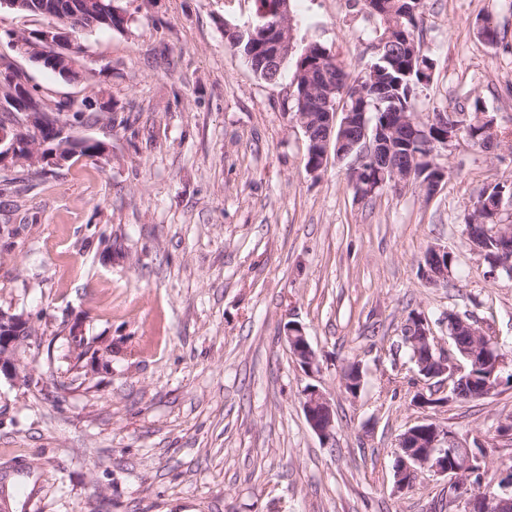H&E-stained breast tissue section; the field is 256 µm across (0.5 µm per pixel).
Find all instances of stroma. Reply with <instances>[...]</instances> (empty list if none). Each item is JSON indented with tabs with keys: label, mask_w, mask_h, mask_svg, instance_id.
Wrapping results in <instances>:
<instances>
[{
	"label": "stroma",
	"mask_w": 512,
	"mask_h": 512,
	"mask_svg": "<svg viewBox=\"0 0 512 512\" xmlns=\"http://www.w3.org/2000/svg\"><path fill=\"white\" fill-rule=\"evenodd\" d=\"M126 32L74 33L85 69L68 81L16 63L46 97L112 99L113 121L76 125L106 158L31 169L0 195V306L39 324L20 369L43 392L0 381V512H441L443 476L394 487L399 436L427 418L457 445L481 444L482 481L512 466V385L456 398L424 385L396 346L410 312L446 352L449 312L470 315L512 355V278L490 276L463 218L479 193L512 183V156L459 139L438 156L433 195L355 194L350 160L306 171L291 74L257 77L224 39L255 0H115ZM496 9L507 43L478 35ZM423 45L437 63L419 109L468 115L481 99L512 133V0H425ZM296 47L318 42L354 77L377 22L350 0H291ZM448 249L447 283L420 272ZM301 324L308 374L283 339ZM96 353L75 360L70 330ZM363 385L342 387L350 364ZM336 408V439L308 426L303 390Z\"/></svg>",
	"instance_id": "1"
}]
</instances>
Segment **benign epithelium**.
Wrapping results in <instances>:
<instances>
[{"instance_id": "obj_1", "label": "benign epithelium", "mask_w": 512, "mask_h": 512, "mask_svg": "<svg viewBox=\"0 0 512 512\" xmlns=\"http://www.w3.org/2000/svg\"><path fill=\"white\" fill-rule=\"evenodd\" d=\"M90 6L89 0H67L63 7L43 11V15L55 19L63 12L67 13L64 25L54 22L46 26L24 32L12 39L13 48L18 54L60 72L66 79L82 76V65L78 61L79 51L61 27L80 29L74 22L79 11ZM267 29L266 40L260 44L259 51L265 62L270 65L295 52L294 37L291 28L289 0H269L267 7L259 12ZM0 111L16 114V122L0 127V167L29 166L40 168L42 165L58 166L71 159L67 151V142L73 140L70 124L53 115L57 111L54 103L46 99H37L31 95V85L15 61L0 53ZM332 87L327 81L325 71L308 69V84L304 93L322 113L320 134H313L314 127L304 113L295 115L296 122L308 137V149L324 160L329 148H334L339 156L349 154L352 144L365 143V155L361 156L356 173L363 171L362 164L380 167L388 172L391 180L404 182L409 174L390 159L382 136H369L368 124L364 119H354L355 113L338 112L339 105L331 97ZM343 115L341 125H336L338 115ZM52 130V137L43 140L37 137L39 129ZM27 149L22 153L19 148ZM32 327L30 318L13 308L0 307V377L10 381L22 380V374L16 359L21 344L27 342V334ZM409 334L418 345L425 347L431 354L432 369H419L418 375L430 381L442 378L448 382L459 379L465 381L475 378V371L484 368L490 371L486 377L482 393L489 395L497 390L504 379H494L500 369L509 367L504 358L494 364L484 363L475 351L462 352L464 362L460 363L438 347V341L425 317L417 316L408 324ZM284 339L289 352L306 372L319 368L317 353L313 350L303 327L290 322L284 326ZM303 410L306 421L323 445L327 446L335 438V409L329 395L321 388L309 385L303 390ZM400 453L395 455L396 487L405 490L412 487L422 476V472L438 476L451 477L453 490L459 492L474 477L481 476V457L470 448L454 444L452 432L445 427L425 419L410 427L398 440ZM459 512H512V478L505 476L498 487H479L474 494L460 495L455 501Z\"/></svg>"}]
</instances>
